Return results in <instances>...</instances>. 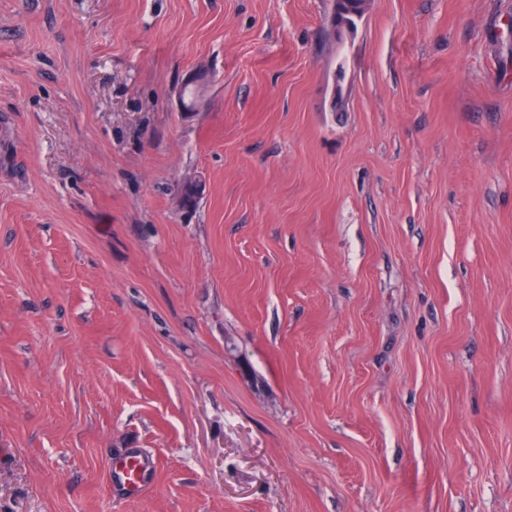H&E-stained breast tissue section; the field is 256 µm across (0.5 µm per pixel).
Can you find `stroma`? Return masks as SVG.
<instances>
[{"mask_svg":"<svg viewBox=\"0 0 512 512\" xmlns=\"http://www.w3.org/2000/svg\"><path fill=\"white\" fill-rule=\"evenodd\" d=\"M332 10L0 0V512H512V0ZM149 468V460L138 453H131L112 462V473L121 481L130 495L139 494Z\"/></svg>","mask_w":512,"mask_h":512,"instance_id":"obj_1","label":"stroma"}]
</instances>
